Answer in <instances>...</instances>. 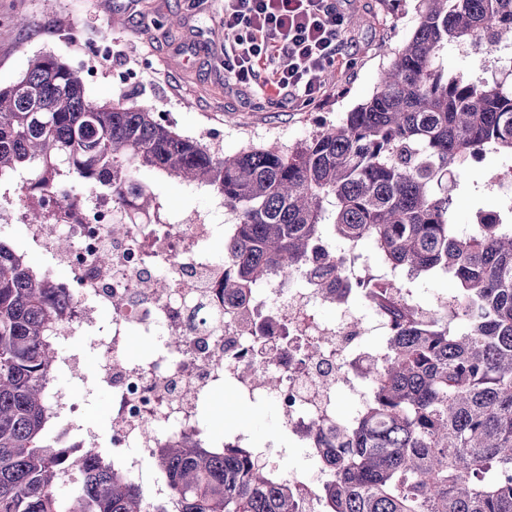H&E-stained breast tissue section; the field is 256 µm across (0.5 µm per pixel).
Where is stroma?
Listing matches in <instances>:
<instances>
[{
    "mask_svg": "<svg viewBox=\"0 0 512 512\" xmlns=\"http://www.w3.org/2000/svg\"><path fill=\"white\" fill-rule=\"evenodd\" d=\"M347 9V42L339 63L324 75L326 94L313 103L263 94L224 80V0H55L45 13L43 0H0V17L27 15L32 24H0V87L13 83L39 54L61 57L82 70L90 101L136 91L138 104L183 135L203 138L234 153L271 142L288 147L369 99L388 64L382 45L400 47L413 33L415 0H339ZM179 27H167L171 15ZM123 20L113 27V17ZM109 43L108 56L95 44ZM496 167L490 160L471 163L455 193V221L461 229L476 222L478 211L497 209L490 189ZM164 211L180 216L211 214L229 223L220 199L178 182L154 178ZM218 415L209 423L221 432L230 420L246 445L276 459L282 469L304 467V451L289 440L280 411L269 402L253 403L225 388L212 401Z\"/></svg>",
    "mask_w": 512,
    "mask_h": 512,
    "instance_id": "1",
    "label": "stroma"
}]
</instances>
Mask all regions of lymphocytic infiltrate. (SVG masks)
Listing matches in <instances>:
<instances>
[{"instance_id":"1","label":"lymphocytic infiltrate","mask_w":512,"mask_h":512,"mask_svg":"<svg viewBox=\"0 0 512 512\" xmlns=\"http://www.w3.org/2000/svg\"><path fill=\"white\" fill-rule=\"evenodd\" d=\"M346 34L336 0H224V74L237 86L313 102Z\"/></svg>"}]
</instances>
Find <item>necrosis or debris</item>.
<instances>
[{
  "label": "necrosis or debris",
  "instance_id": "4bbe7bcc",
  "mask_svg": "<svg viewBox=\"0 0 512 512\" xmlns=\"http://www.w3.org/2000/svg\"><path fill=\"white\" fill-rule=\"evenodd\" d=\"M74 206L58 208L53 196L39 197L44 213L28 223L23 209H0L1 224L24 227L26 246L48 257L49 275L65 270L70 299L66 320L54 331L59 372L76 384L112 391V456L132 479L147 488L148 503L167 500L170 488L153 460L168 438L188 433L203 447L223 449V437L202 425L214 393L232 382L253 401L274 400L289 433L298 441L335 413L337 386L364 394L365 334L388 335L393 322L383 307L367 317L343 310L326 324L313 309L316 289L273 283L255 289L245 304L224 298V257L212 248L224 227L198 213L165 217L160 224H129L112 233L122 215L108 189L71 185ZM107 264H100V257ZM165 281L162 293L146 287ZM151 340L145 356L130 358L131 337ZM320 344V359L306 357ZM99 362L85 369V352ZM269 371L278 378L269 387L257 378ZM59 417V443L86 454L98 447V434L87 414L59 387L48 390Z\"/></svg>",
  "mask_w": 512,
  "mask_h": 512
}]
</instances>
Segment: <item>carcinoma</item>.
<instances>
[{
    "label": "carcinoma",
    "mask_w": 512,
    "mask_h": 512,
    "mask_svg": "<svg viewBox=\"0 0 512 512\" xmlns=\"http://www.w3.org/2000/svg\"><path fill=\"white\" fill-rule=\"evenodd\" d=\"M512 0H418L410 38L365 103L296 145L226 155L158 121L128 95L92 103L63 59L36 55L0 87V180L31 172L27 189L71 205L66 182L105 185L113 202L146 175L205 187L232 215L224 233V296L246 299L324 249L310 281L324 303L372 301L351 254L370 244L392 270L442 272L455 293L421 319L391 309L392 335L366 368L370 397L350 420L309 439L329 478L326 512H512V203L498 223L455 231L453 194L467 163L512 160V86L451 72L448 46L477 51L499 38ZM61 288L0 238V512H305L296 486L251 448H202L171 438L153 461L171 498L147 508L143 490L103 451L66 456L53 440L46 389L57 373ZM82 478L70 482L68 470ZM71 483L64 497L59 488Z\"/></svg>",
    "instance_id": "cac0c4a2"
}]
</instances>
